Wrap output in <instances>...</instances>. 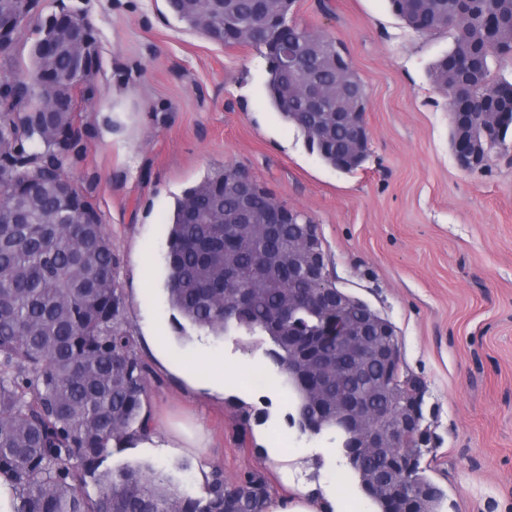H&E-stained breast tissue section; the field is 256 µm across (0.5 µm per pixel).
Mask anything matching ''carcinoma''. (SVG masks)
Listing matches in <instances>:
<instances>
[{"instance_id":"cac0c4a2","label":"carcinoma","mask_w":512,"mask_h":512,"mask_svg":"<svg viewBox=\"0 0 512 512\" xmlns=\"http://www.w3.org/2000/svg\"><path fill=\"white\" fill-rule=\"evenodd\" d=\"M166 2L190 28L210 36L209 29L195 22L185 0ZM263 5L270 13L277 9V4L263 0H230L213 23L230 28L250 25ZM408 8L416 31L453 33L452 46L433 65L431 77H439L462 99L497 83L491 74L492 61L512 55V46L501 44L512 34V0H410ZM308 33V28L287 18L262 31L251 45L264 49L270 60L275 47ZM37 42L36 38L32 43L30 66L0 78V89L8 95L13 86L22 87L7 105L18 111L24 135L36 149L30 167L0 166V200L11 197L14 184L46 183L62 169L60 162L54 168L39 164L42 153L35 143V119L43 117L45 97L40 72L49 70L64 77L57 85L62 94L91 89L92 70L74 72L64 50L43 58ZM334 50L335 41L330 38L309 46L312 77L323 83L333 81ZM288 85V76L270 64L266 83L270 105L303 134L311 151L336 166L345 153V132L332 118L336 103L311 119L287 99ZM490 110L503 113L499 128L504 145L512 131V84L500 90ZM237 208V197L222 172L176 200L167 227L164 289L171 308L193 326L215 333L242 328L267 336L272 344L268 356L286 370L288 337L277 335L272 317L298 284L276 261L301 233V226L281 224L274 237L257 240L267 258L264 266L257 265L250 254L236 255L242 276L266 285L253 294L246 308L228 316L215 301L224 286V252L206 259L197 249L200 243L224 240L225 225L191 224L187 214L193 210L205 218L221 212L227 220ZM24 210V223L0 224V476L11 487L14 512H266L271 491L258 472H249L230 486L223 472L214 470L207 495L194 498L172 487L161 471L128 463L105 466L113 454L128 448L151 426L146 366L118 324L123 299L112 279V247L100 225L76 223L74 213L48 189L25 203ZM359 318L356 310L338 316L331 309L316 307H299L291 314L303 333ZM340 362L346 374L326 381L322 401H309L294 388L297 416L307 420L306 430L314 435L336 430L364 494L380 512H403L409 503L387 504L366 483V477L383 467L381 458L354 447L344 429L327 421L324 412L336 406V398L346 396L364 395L387 407L391 405L388 387H402L404 375L398 366L364 358ZM407 445L406 468L390 474V483L398 484L407 500L413 488L420 486L429 493L430 507L436 512L444 492L422 467L425 451L419 439L412 436ZM91 484L92 493L88 491Z\"/></svg>"}]
</instances>
